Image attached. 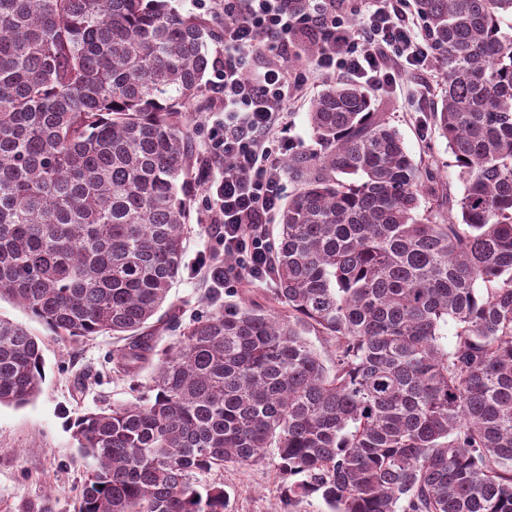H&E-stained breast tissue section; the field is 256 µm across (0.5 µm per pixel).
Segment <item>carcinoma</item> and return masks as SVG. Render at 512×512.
<instances>
[{
  "label": "carcinoma",
  "mask_w": 512,
  "mask_h": 512,
  "mask_svg": "<svg viewBox=\"0 0 512 512\" xmlns=\"http://www.w3.org/2000/svg\"><path fill=\"white\" fill-rule=\"evenodd\" d=\"M415 8L463 196L443 204L367 89L325 87L317 148L288 159L271 305L216 306L158 360L154 397L76 419L77 512H226L212 473L269 454L290 509L512 512V0ZM210 38L169 0H0V294L59 338L124 337L119 373L183 268L179 117ZM43 378L36 336L0 317V405Z\"/></svg>",
  "instance_id": "cac0c4a2"
}]
</instances>
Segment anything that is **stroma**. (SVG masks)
<instances>
[{"mask_svg":"<svg viewBox=\"0 0 512 512\" xmlns=\"http://www.w3.org/2000/svg\"><path fill=\"white\" fill-rule=\"evenodd\" d=\"M171 4L179 12L208 23L213 31L209 52L214 57L223 56L224 0H171ZM215 80L214 74L206 75L205 88L185 114L196 153L201 152L209 129L221 119ZM421 81L428 86L427 94L416 92ZM440 82V74L431 70L417 77L405 76L396 88L374 90L373 96L379 112L398 130L415 161L436 167L444 188L457 199L464 184L448 142L432 119ZM323 87L320 80L309 85L288 114L289 136L298 152L315 146L308 112ZM190 223L183 269L169 293L177 319L161 320L148 330V342L158 352L173 346L184 327L209 307L210 284L194 267L216 243L199 181L192 186ZM0 316L27 326L39 340L44 358L39 396L20 407L0 406V512H76L90 462L78 453L74 420L107 403L149 396L154 364L146 362L130 375L117 372L112 352L118 342L111 335L78 341L58 338L42 321L6 297L0 299ZM216 479L224 484L227 512H274L280 505L279 474L271 461L228 466Z\"/></svg>","mask_w":512,"mask_h":512,"instance_id":"35a3bbf8","label":"stroma"}]
</instances>
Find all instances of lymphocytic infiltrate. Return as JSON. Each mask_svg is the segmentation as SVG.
Listing matches in <instances>:
<instances>
[{
    "label": "lymphocytic infiltrate",
    "mask_w": 512,
    "mask_h": 512,
    "mask_svg": "<svg viewBox=\"0 0 512 512\" xmlns=\"http://www.w3.org/2000/svg\"><path fill=\"white\" fill-rule=\"evenodd\" d=\"M307 2L299 13L291 0H224V56L214 64L224 117L202 159L213 234L224 248L223 256L202 263L215 288L260 281L271 271L263 226L281 206L279 153L293 147L285 118L309 82L306 73L288 72L296 41L320 43L314 63L320 76L381 90L395 87L405 71L426 70L430 60L425 35L409 24L410 0H380L356 22L342 0ZM263 51L274 60L259 69L255 59Z\"/></svg>",
    "instance_id": "f902f5d3"
}]
</instances>
